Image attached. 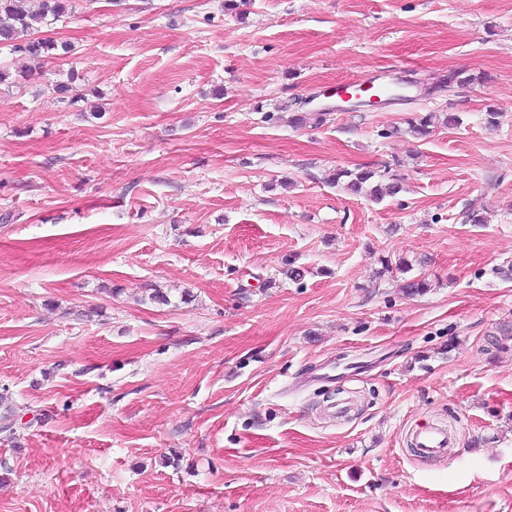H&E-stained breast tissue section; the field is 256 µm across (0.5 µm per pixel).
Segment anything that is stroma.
Here are the masks:
<instances>
[{"label": "stroma", "mask_w": 512, "mask_h": 512, "mask_svg": "<svg viewBox=\"0 0 512 512\" xmlns=\"http://www.w3.org/2000/svg\"><path fill=\"white\" fill-rule=\"evenodd\" d=\"M226 2L72 0L67 60L0 48V512H512V0ZM383 72L421 88L325 97ZM360 167L403 191L330 184ZM408 130L420 137L430 135L434 128L454 127L461 124V118L456 112H428L406 120ZM336 183L348 194L364 196L373 201L394 197L403 190L401 176L390 173L388 168L383 175L368 168H361L356 172L342 169L336 173ZM411 443L417 449L418 457L426 460L444 458L452 439L448 431L432 425H419L410 433Z\"/></svg>", "instance_id": "obj_1"}]
</instances>
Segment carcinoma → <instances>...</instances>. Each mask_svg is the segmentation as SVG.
Returning <instances> with one entry per match:
<instances>
[{
	"label": "carcinoma",
	"instance_id": "1",
	"mask_svg": "<svg viewBox=\"0 0 512 512\" xmlns=\"http://www.w3.org/2000/svg\"><path fill=\"white\" fill-rule=\"evenodd\" d=\"M31 0H0V46L22 52L35 61L63 60L72 52L66 41L52 37H30L47 19H59L72 9L71 0H41L40 7L31 9ZM409 132L426 137L438 127H454L461 124L456 112H428L406 120ZM336 183L342 190L355 196H364L373 201L394 197L403 190L402 178L396 173L361 168L355 172L342 169L336 173ZM427 288L426 279L415 275L403 280V293L418 296Z\"/></svg>",
	"mask_w": 512,
	"mask_h": 512
}]
</instances>
